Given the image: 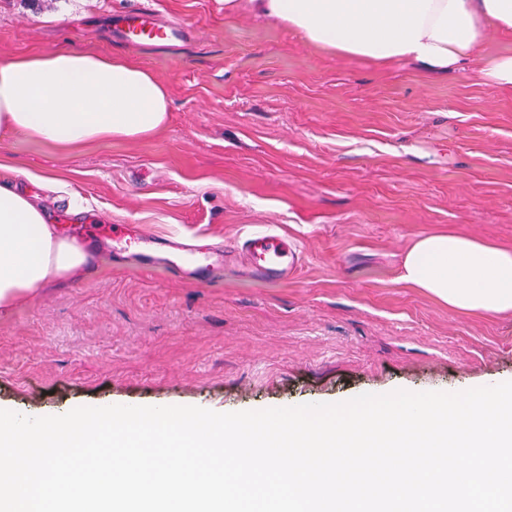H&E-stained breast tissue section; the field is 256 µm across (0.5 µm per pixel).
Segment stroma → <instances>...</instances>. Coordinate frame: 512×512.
Masks as SVG:
<instances>
[{
	"label": "stroma",
	"mask_w": 512,
	"mask_h": 512,
	"mask_svg": "<svg viewBox=\"0 0 512 512\" xmlns=\"http://www.w3.org/2000/svg\"><path fill=\"white\" fill-rule=\"evenodd\" d=\"M133 2L0 0V59L120 57L166 85L171 114L150 138L65 150L0 131V183L90 255L0 316L1 408L236 412L512 379V313L455 312L400 279L428 232L512 247V91L470 62L336 56L224 0H159L182 40L126 42L113 21ZM116 224L229 259L198 279L143 270L113 258ZM269 228L299 255L282 280L242 247Z\"/></svg>",
	"instance_id": "35a3bbf8"
}]
</instances>
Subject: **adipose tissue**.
Listing matches in <instances>:
<instances>
[{
  "instance_id": "adipose-tissue-1",
  "label": "adipose tissue",
  "mask_w": 512,
  "mask_h": 512,
  "mask_svg": "<svg viewBox=\"0 0 512 512\" xmlns=\"http://www.w3.org/2000/svg\"><path fill=\"white\" fill-rule=\"evenodd\" d=\"M273 18L339 56L446 70L487 30L512 33V0H224V13ZM165 85L118 57L52 50L0 60V130L59 148L135 141L169 122ZM28 194L0 185V315L87 263ZM404 282L453 310L512 312V249L465 233H426Z\"/></svg>"
}]
</instances>
